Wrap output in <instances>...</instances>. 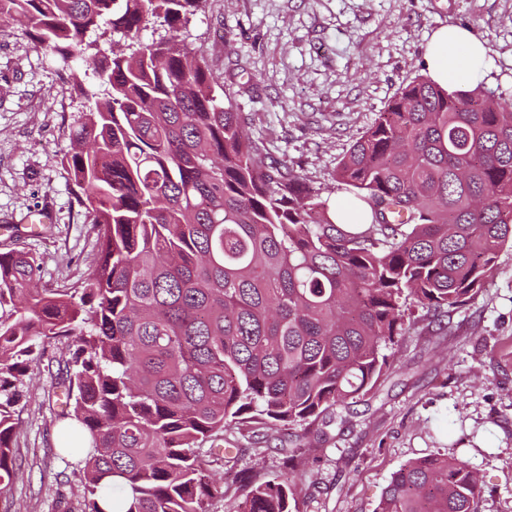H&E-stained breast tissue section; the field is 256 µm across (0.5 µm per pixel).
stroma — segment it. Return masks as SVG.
<instances>
[{
	"label": "stroma",
	"mask_w": 512,
	"mask_h": 512,
	"mask_svg": "<svg viewBox=\"0 0 512 512\" xmlns=\"http://www.w3.org/2000/svg\"><path fill=\"white\" fill-rule=\"evenodd\" d=\"M469 29L489 49L483 84L512 95V0H207L181 34L200 51L259 147L286 162L321 198L335 197L336 166L398 90L426 75L433 31ZM60 57L16 21H0V252L35 255L45 288L83 281L96 231L62 166L83 101ZM51 208L53 224L20 217ZM391 372L376 394L348 401L345 422L298 440L283 428L240 446L234 470L281 474L278 447H301V512H374L410 460L445 454L478 473V512H512V247L484 286L434 325L414 299ZM51 342L30 362L12 437L19 477L0 485V512H82V464L61 452L58 361Z\"/></svg>",
	"instance_id": "35a3bbf8"
}]
</instances>
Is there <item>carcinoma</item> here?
<instances>
[{
    "label": "carcinoma",
    "mask_w": 512,
    "mask_h": 512,
    "mask_svg": "<svg viewBox=\"0 0 512 512\" xmlns=\"http://www.w3.org/2000/svg\"><path fill=\"white\" fill-rule=\"evenodd\" d=\"M207 0H0V20L68 61L87 100L62 165L97 230L74 288L39 287L38 259L0 253V483L18 476L19 387L51 341L65 402L93 451L82 512H299L297 448L283 477L214 462L243 427L324 429L388 373L413 297L432 322L463 306L512 244V99L403 85L336 168L371 221L336 223L289 167L242 131L232 95L180 28ZM157 24L164 34L143 43ZM110 43L112 56L101 54ZM480 482L444 454L395 471L374 512H477Z\"/></svg>",
    "instance_id": "carcinoma-1"
}]
</instances>
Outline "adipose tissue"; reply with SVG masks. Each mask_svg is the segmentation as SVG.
<instances>
[{
    "label": "adipose tissue",
    "instance_id": "ef3b65f1",
    "mask_svg": "<svg viewBox=\"0 0 512 512\" xmlns=\"http://www.w3.org/2000/svg\"><path fill=\"white\" fill-rule=\"evenodd\" d=\"M488 50L469 30L457 26L437 29L425 61L430 79L440 86L450 81L477 82L485 75Z\"/></svg>",
    "mask_w": 512,
    "mask_h": 512
}]
</instances>
